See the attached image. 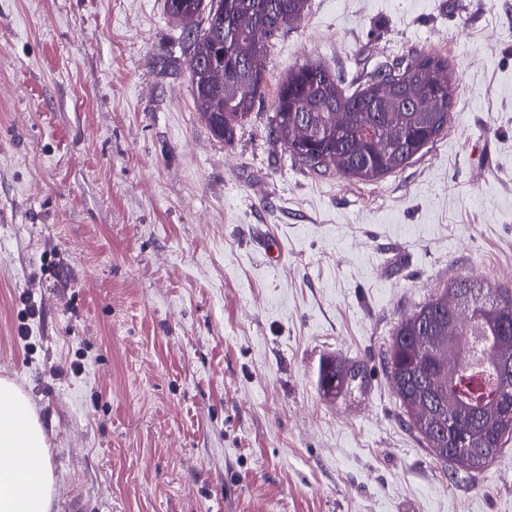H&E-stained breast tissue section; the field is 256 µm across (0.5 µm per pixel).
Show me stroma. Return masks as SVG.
I'll return each instance as SVG.
<instances>
[{
  "mask_svg": "<svg viewBox=\"0 0 512 512\" xmlns=\"http://www.w3.org/2000/svg\"><path fill=\"white\" fill-rule=\"evenodd\" d=\"M411 53L454 83L408 167L317 174L270 138L288 70L354 91ZM262 63L227 145L164 0H0V378L45 428L50 512H512V442L447 472L385 361L448 281L512 290V0H308ZM329 357L363 371L334 398Z\"/></svg>",
  "mask_w": 512,
  "mask_h": 512,
  "instance_id": "obj_1",
  "label": "stroma"
}]
</instances>
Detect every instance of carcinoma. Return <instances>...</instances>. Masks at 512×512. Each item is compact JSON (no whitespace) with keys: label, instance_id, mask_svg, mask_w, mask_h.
Segmentation results:
<instances>
[{"label":"carcinoma","instance_id":"carcinoma-1","mask_svg":"<svg viewBox=\"0 0 512 512\" xmlns=\"http://www.w3.org/2000/svg\"><path fill=\"white\" fill-rule=\"evenodd\" d=\"M307 0H165L188 26L190 84L213 135L231 144L264 97L257 66L265 45L299 19ZM224 71V84L213 73ZM451 73L433 54L402 58L350 95L336 73L305 62L278 84L269 134L313 171L372 180L402 170L448 128ZM512 365V293L462 278L448 282L398 322L386 365L406 425L454 473L488 470L512 440V413L500 398ZM362 375L333 359L320 370L334 396ZM467 446L448 448V418Z\"/></svg>","mask_w":512,"mask_h":512}]
</instances>
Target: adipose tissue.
I'll return each mask as SVG.
<instances>
[{"mask_svg": "<svg viewBox=\"0 0 512 512\" xmlns=\"http://www.w3.org/2000/svg\"><path fill=\"white\" fill-rule=\"evenodd\" d=\"M29 397L0 379V512H49L54 478Z\"/></svg>", "mask_w": 512, "mask_h": 512, "instance_id": "ef3b65f1", "label": "adipose tissue"}]
</instances>
